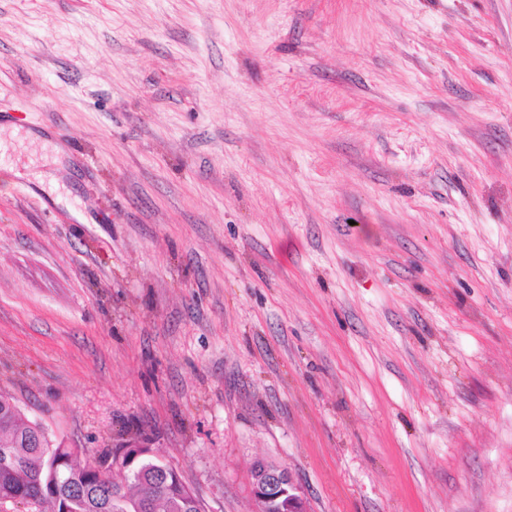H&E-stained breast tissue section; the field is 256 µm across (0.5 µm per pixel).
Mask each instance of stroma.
<instances>
[{"mask_svg": "<svg viewBox=\"0 0 512 512\" xmlns=\"http://www.w3.org/2000/svg\"><path fill=\"white\" fill-rule=\"evenodd\" d=\"M0 157V390L55 441L205 512L259 458L512 512V0H0Z\"/></svg>", "mask_w": 512, "mask_h": 512, "instance_id": "stroma-1", "label": "stroma"}]
</instances>
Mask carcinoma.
Listing matches in <instances>:
<instances>
[{
    "instance_id": "carcinoma-1",
    "label": "carcinoma",
    "mask_w": 512,
    "mask_h": 512,
    "mask_svg": "<svg viewBox=\"0 0 512 512\" xmlns=\"http://www.w3.org/2000/svg\"><path fill=\"white\" fill-rule=\"evenodd\" d=\"M3 445L20 457L21 467L0 470V505L37 498L49 504L52 512H127L130 503L148 498L150 512L192 510L176 473H168L163 489L151 487L153 471L161 466L151 456L152 449H124L125 461L130 463L126 477L106 485L100 474L111 471L112 453L89 460L79 448L39 445L31 419L10 394L0 392V447Z\"/></svg>"
}]
</instances>
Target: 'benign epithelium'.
I'll use <instances>...</instances> for the list:
<instances>
[{
	"label": "benign epithelium",
	"mask_w": 512,
	"mask_h": 512,
	"mask_svg": "<svg viewBox=\"0 0 512 512\" xmlns=\"http://www.w3.org/2000/svg\"><path fill=\"white\" fill-rule=\"evenodd\" d=\"M250 493L257 512H311L308 498L291 472L262 460L254 462Z\"/></svg>",
	"instance_id": "obj_1"
}]
</instances>
